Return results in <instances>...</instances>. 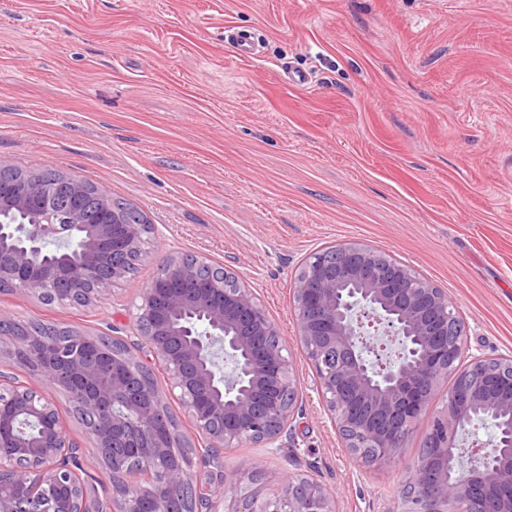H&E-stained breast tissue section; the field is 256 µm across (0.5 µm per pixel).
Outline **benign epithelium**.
Masks as SVG:
<instances>
[{"label":"benign epithelium","instance_id":"7a95c632","mask_svg":"<svg viewBox=\"0 0 512 512\" xmlns=\"http://www.w3.org/2000/svg\"><path fill=\"white\" fill-rule=\"evenodd\" d=\"M24 184L0 213L30 209V187L43 195L58 184L79 198L94 193L106 210L112 197L63 171L0 169ZM148 226L116 219L68 224L43 209L34 224L0 223V285L40 300L87 306L139 259ZM77 242L78 261L41 258L48 242ZM293 312L314 366L319 399L354 459L367 466L400 459L415 423L448 381L460 379L433 414L420 455L409 468L392 512H512V358L471 356L465 324L448 294L389 255L359 242L312 253L298 271ZM137 339L126 348L76 328L51 341L0 313V352L69 395L94 451L71 443L57 405L0 372V512H338L317 479L283 470L280 492L253 487L263 461L234 470L224 451L245 439L295 452V367L278 325L240 277L203 259L171 256L137 307ZM398 340L391 363L363 336ZM233 370L224 374V358ZM167 371L205 445L181 438L161 391L147 382L151 365ZM475 421L496 433L477 470L459 458L461 434ZM150 478L135 493L126 462ZM97 464L112 471V497L87 481Z\"/></svg>","mask_w":512,"mask_h":512}]
</instances>
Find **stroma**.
Returning <instances> with one entry per match:
<instances>
[{
    "label": "stroma",
    "instance_id": "obj_1",
    "mask_svg": "<svg viewBox=\"0 0 512 512\" xmlns=\"http://www.w3.org/2000/svg\"><path fill=\"white\" fill-rule=\"evenodd\" d=\"M253 32L239 56L225 30ZM303 69L311 82L285 79ZM62 170L152 224L137 268L87 307L0 292V311L135 330L161 262L234 270L295 364L298 456L243 443L264 496L311 475L339 512H390L401 460L352 459L292 309L310 253L351 240L447 292L469 354L512 357V0H0V165Z\"/></svg>",
    "mask_w": 512,
    "mask_h": 512
}]
</instances>
